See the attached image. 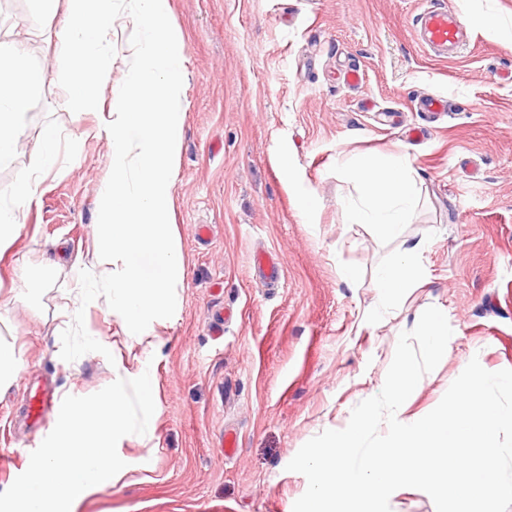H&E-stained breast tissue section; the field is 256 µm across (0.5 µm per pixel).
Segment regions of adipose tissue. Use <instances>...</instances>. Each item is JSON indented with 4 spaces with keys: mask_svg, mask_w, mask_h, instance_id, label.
Returning a JSON list of instances; mask_svg holds the SVG:
<instances>
[{
    "mask_svg": "<svg viewBox=\"0 0 512 512\" xmlns=\"http://www.w3.org/2000/svg\"><path fill=\"white\" fill-rule=\"evenodd\" d=\"M24 54V48L18 45L0 48V167L10 165L15 158L20 119L33 90L43 80L41 71L24 64ZM57 141L54 127L42 130L34 146L36 171L21 175L11 185V207L0 206V252L7 250L20 234L18 208L38 199L44 174L55 168ZM342 171L358 193L357 199L344 207L346 223L371 226L385 238L403 237L415 204V179L408 159L400 154L366 155L344 162ZM424 248L423 242H415L392 263L377 270L375 278L384 307H395L401 291L426 283L427 272L420 262Z\"/></svg>",
    "mask_w": 512,
    "mask_h": 512,
    "instance_id": "adipose-tissue-1",
    "label": "adipose tissue"
}]
</instances>
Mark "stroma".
<instances>
[{
	"instance_id": "obj_1",
	"label": "stroma",
	"mask_w": 512,
	"mask_h": 512,
	"mask_svg": "<svg viewBox=\"0 0 512 512\" xmlns=\"http://www.w3.org/2000/svg\"><path fill=\"white\" fill-rule=\"evenodd\" d=\"M433 6L459 10L470 35L454 59L430 56L412 30ZM487 13L502 18L500 29L483 26ZM172 21L186 68L173 186L185 273L175 316L158 327L157 343L137 344L105 306L88 308L85 327L106 351L64 363L61 333L78 295L68 261L93 251L108 139L99 114L77 122L66 105L54 36L61 18L40 21L32 0H0V42L22 44L44 76L19 151L0 168V192L35 166L43 127L59 132L57 165L0 255V340L22 362L0 392V490L49 433L25 423L33 384L87 396L111 383V359L147 358L158 383L154 436L118 448L150 469L75 512H293L308 482L288 463L381 391L400 333L426 308L446 309L453 334L408 414L438 405L471 348L484 369H512V0H172ZM353 65L364 74L357 86L343 80ZM424 93L444 98L446 112L418 111ZM367 98L376 111L363 110ZM414 128L420 137H409ZM283 152L293 164L287 180ZM365 153H400L414 169L418 201L405 235L425 241L429 273L379 316L374 272L403 245L343 221L356 191L339 164ZM200 224L209 238H198ZM262 251L280 262L279 283L261 278ZM347 266L360 272L355 283L340 274ZM228 432L237 440L229 455Z\"/></svg>"
}]
</instances>
